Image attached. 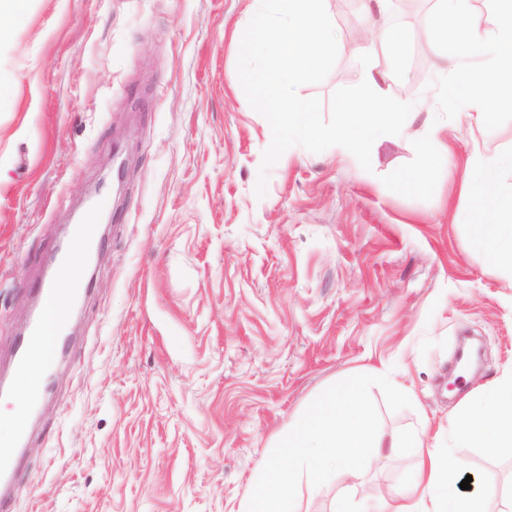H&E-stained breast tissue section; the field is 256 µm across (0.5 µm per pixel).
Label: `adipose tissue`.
I'll return each mask as SVG.
<instances>
[{
    "label": "adipose tissue",
    "mask_w": 512,
    "mask_h": 512,
    "mask_svg": "<svg viewBox=\"0 0 512 512\" xmlns=\"http://www.w3.org/2000/svg\"><path fill=\"white\" fill-rule=\"evenodd\" d=\"M438 7L424 30L429 49L449 45L463 66L446 94L458 97L462 106L483 117L493 116L505 104L512 105V0H496L497 19L490 31H482L471 12V0H437ZM384 29L378 40L358 44L356 53L368 57L365 83L372 98L348 101L339 114L334 143L338 151L372 164V146L385 134H412L433 155L447 157L448 146L427 126L414 129L413 116L404 106L382 93L386 72L373 58L375 42L394 38ZM512 169V152L489 158L473 154L460 191L475 205L480 223L470 227V245L499 266L512 270V193L496 179L499 169ZM49 339H42L18 381L12 410L0 413V452L14 439L31 404V388L46 371ZM365 376L351 377L345 385L324 397L314 414L293 424L285 443V465L266 467L240 512H302V486L317 485L326 471L335 469L352 476L384 452L397 448L419 451L417 477L390 498L376 502L373 512H487L483 491H461V464L454 451L480 448L492 456L512 455V376L488 385L478 397L448 423L449 453L436 449V438L426 433L385 434L371 423L365 402Z\"/></svg>",
    "instance_id": "adipose-tissue-1"
}]
</instances>
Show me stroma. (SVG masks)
Instances as JSON below:
<instances>
[{"label":"stroma","mask_w":512,"mask_h":512,"mask_svg":"<svg viewBox=\"0 0 512 512\" xmlns=\"http://www.w3.org/2000/svg\"><path fill=\"white\" fill-rule=\"evenodd\" d=\"M400 14L381 60L389 98L434 124L447 161L421 174L401 136L375 167L303 147L255 186L272 139L239 82L235 38L256 0H28L0 20V369L61 231L116 144L129 158L121 196L101 201L94 276L73 338L51 363L55 387L15 464L8 512H238L288 427L362 368L381 430L448 426L471 395L512 373V272L469 247L478 215L460 192L473 152L512 149V106L492 120L439 102L436 61L414 48L421 14ZM330 10L338 58L298 88L329 103L358 84L349 43L370 35L360 0ZM482 337L481 367L448 383L458 337ZM402 381L411 395L391 392ZM457 454L512 512V457ZM407 448L306 495L356 512L408 486Z\"/></svg>","instance_id":"1"}]
</instances>
